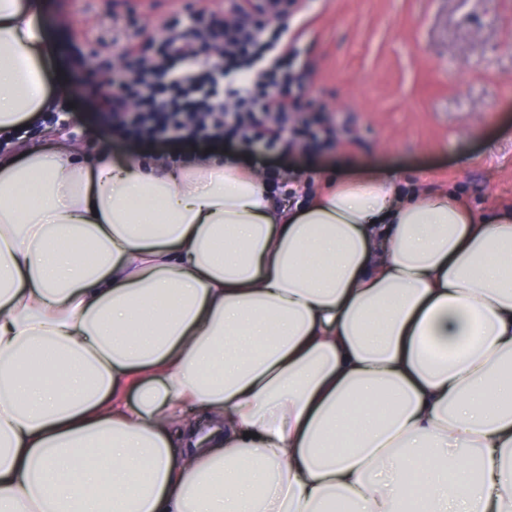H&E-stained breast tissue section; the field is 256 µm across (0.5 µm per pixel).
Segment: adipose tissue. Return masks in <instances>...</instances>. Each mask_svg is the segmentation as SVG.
<instances>
[{
  "label": "adipose tissue",
  "mask_w": 512,
  "mask_h": 512,
  "mask_svg": "<svg viewBox=\"0 0 512 512\" xmlns=\"http://www.w3.org/2000/svg\"><path fill=\"white\" fill-rule=\"evenodd\" d=\"M46 14L0 0V135L76 92ZM221 155H0V512H512V206Z\"/></svg>",
  "instance_id": "adipose-tissue-1"
}]
</instances>
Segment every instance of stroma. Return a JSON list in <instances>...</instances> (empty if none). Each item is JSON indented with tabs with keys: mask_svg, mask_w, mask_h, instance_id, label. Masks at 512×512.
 <instances>
[{
	"mask_svg": "<svg viewBox=\"0 0 512 512\" xmlns=\"http://www.w3.org/2000/svg\"><path fill=\"white\" fill-rule=\"evenodd\" d=\"M47 40L60 68L80 82L77 97L55 99L50 122L90 150L132 139L111 116L88 112L98 101L89 76L116 44L99 47L120 16L125 33L149 42L166 35L170 7L147 0H48ZM308 35L296 46L308 101L352 129L353 144L283 153L282 178L321 185L324 172L346 174L349 161L384 171L403 190L457 192L477 208L512 205V0H310Z\"/></svg>",
	"mask_w": 512,
	"mask_h": 512,
	"instance_id": "1",
	"label": "stroma"
}]
</instances>
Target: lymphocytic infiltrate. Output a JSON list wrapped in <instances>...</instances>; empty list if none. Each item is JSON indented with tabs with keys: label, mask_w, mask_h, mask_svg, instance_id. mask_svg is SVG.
Wrapping results in <instances>:
<instances>
[{
	"label": "lymphocytic infiltrate",
	"mask_w": 512,
	"mask_h": 512,
	"mask_svg": "<svg viewBox=\"0 0 512 512\" xmlns=\"http://www.w3.org/2000/svg\"><path fill=\"white\" fill-rule=\"evenodd\" d=\"M240 19L224 33V49L208 52L211 35L169 30L155 54L125 37L127 61L103 110L136 134L201 142L225 137L247 147L288 152L319 143L334 146L337 131L304 104L306 85L291 60L300 31L267 30L254 13L302 15L305 0H230Z\"/></svg>",
	"instance_id": "f902f5d3"
}]
</instances>
